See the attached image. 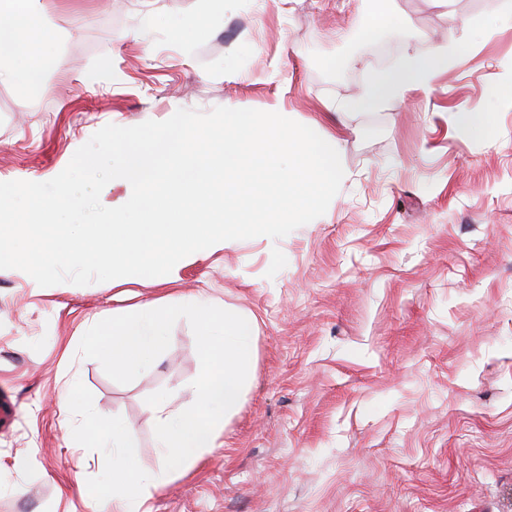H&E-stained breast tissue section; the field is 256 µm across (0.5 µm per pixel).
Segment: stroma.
Masks as SVG:
<instances>
[{
	"mask_svg": "<svg viewBox=\"0 0 512 512\" xmlns=\"http://www.w3.org/2000/svg\"><path fill=\"white\" fill-rule=\"evenodd\" d=\"M50 0L48 89L0 84V182H45L102 127L218 106L336 137L327 211L283 238L191 254L147 281L42 287L0 270V512H109L67 488L102 473L57 398L75 382L156 469L153 409L189 406L187 320L135 380L79 355L99 321L205 299L251 318L245 392L216 446L151 512H512V0ZM458 54L430 88L342 110L407 51ZM112 79L90 83L100 57ZM481 112L479 137L458 128Z\"/></svg>",
	"mask_w": 512,
	"mask_h": 512,
	"instance_id": "obj_1",
	"label": "stroma"
}]
</instances>
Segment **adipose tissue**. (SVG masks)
<instances>
[{"label":"adipose tissue","mask_w":512,"mask_h":512,"mask_svg":"<svg viewBox=\"0 0 512 512\" xmlns=\"http://www.w3.org/2000/svg\"><path fill=\"white\" fill-rule=\"evenodd\" d=\"M47 31L43 0H14L13 12L0 17V84L43 85L42 71L24 62L23 55L33 51ZM455 54L451 46L440 48L429 58L405 54L395 68L375 72L347 106L367 109L404 98L411 90L429 88L436 71L447 67Z\"/></svg>","instance_id":"obj_1"}]
</instances>
